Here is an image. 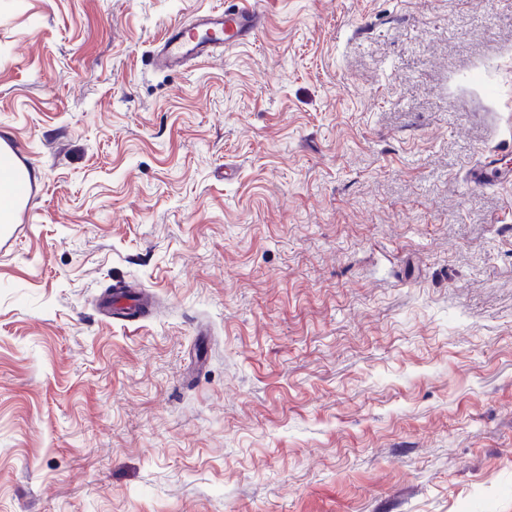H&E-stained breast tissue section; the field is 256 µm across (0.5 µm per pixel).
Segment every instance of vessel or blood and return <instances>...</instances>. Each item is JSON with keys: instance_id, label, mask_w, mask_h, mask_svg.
Masks as SVG:
<instances>
[{"instance_id": "1", "label": "vessel or blood", "mask_w": 512, "mask_h": 512, "mask_svg": "<svg viewBox=\"0 0 512 512\" xmlns=\"http://www.w3.org/2000/svg\"><path fill=\"white\" fill-rule=\"evenodd\" d=\"M262 13L247 0H234L233 6L198 14L193 23L173 28L160 45L159 67L179 69L189 62L212 58L219 51L238 46L253 38ZM35 192L26 181L24 169L16 171V221H30L28 204Z\"/></svg>"}]
</instances>
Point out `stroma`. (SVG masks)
Instances as JSON below:
<instances>
[{"label": "stroma", "mask_w": 512, "mask_h": 512, "mask_svg": "<svg viewBox=\"0 0 512 512\" xmlns=\"http://www.w3.org/2000/svg\"><path fill=\"white\" fill-rule=\"evenodd\" d=\"M258 2L0 0V512H512V0ZM224 10L198 14L192 25L173 28L156 54L159 67L179 69L191 61L210 59L221 50L238 46L253 38L259 29L262 12L247 1H232ZM204 31L205 38L195 34ZM23 165L19 166L16 170V197H15V205H16V222L15 228L12 233H4L0 236V250H5L10 247L14 242L15 234L18 231V228L21 227V230L24 228L23 224H28L30 221V213H29V200L33 196L35 192V187L29 185L26 181L25 171L26 163L21 160Z\"/></svg>", "instance_id": "stroma-1"}]
</instances>
